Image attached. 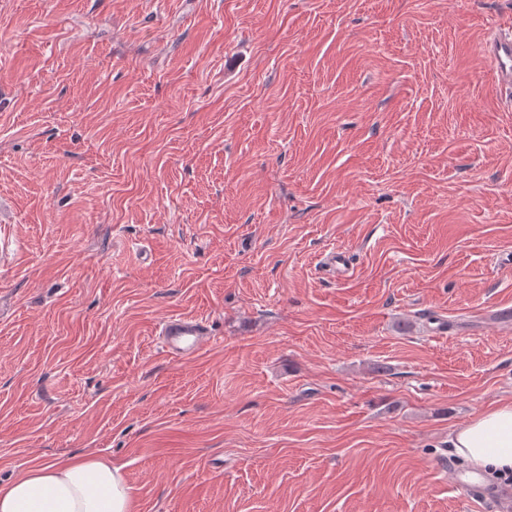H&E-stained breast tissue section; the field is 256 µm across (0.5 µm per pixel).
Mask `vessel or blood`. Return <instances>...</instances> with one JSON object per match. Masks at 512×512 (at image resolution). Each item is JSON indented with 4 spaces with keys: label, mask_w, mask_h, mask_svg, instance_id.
<instances>
[{
    "label": "vessel or blood",
    "mask_w": 512,
    "mask_h": 512,
    "mask_svg": "<svg viewBox=\"0 0 512 512\" xmlns=\"http://www.w3.org/2000/svg\"><path fill=\"white\" fill-rule=\"evenodd\" d=\"M480 51L491 62L498 85L512 94V26L493 28ZM157 334L163 352L176 360L191 359L214 341L208 320L195 315L168 316ZM454 482L465 497L489 504L491 512H512L511 485L488 486L459 472Z\"/></svg>",
    "instance_id": "obj_1"
}]
</instances>
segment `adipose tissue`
Returning <instances> with one entry per match:
<instances>
[{
	"mask_svg": "<svg viewBox=\"0 0 512 512\" xmlns=\"http://www.w3.org/2000/svg\"><path fill=\"white\" fill-rule=\"evenodd\" d=\"M452 453L477 474H512V402H499L448 437ZM121 466L71 456L31 468L0 485V512H133Z\"/></svg>",
	"mask_w": 512,
	"mask_h": 512,
	"instance_id": "1",
	"label": "adipose tissue"
}]
</instances>
